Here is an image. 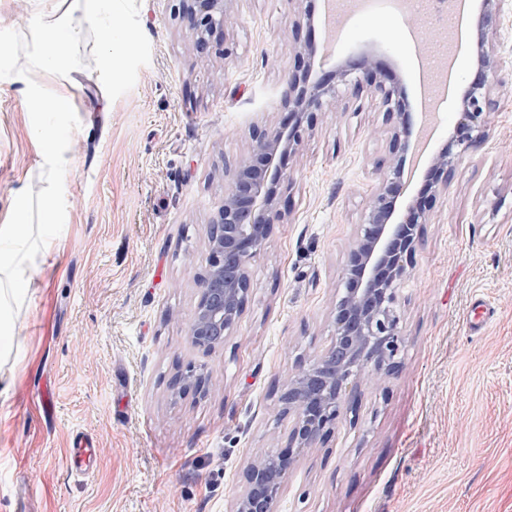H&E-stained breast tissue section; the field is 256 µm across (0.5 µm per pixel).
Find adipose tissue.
<instances>
[{"label": "adipose tissue", "mask_w": 512, "mask_h": 512, "mask_svg": "<svg viewBox=\"0 0 512 512\" xmlns=\"http://www.w3.org/2000/svg\"><path fill=\"white\" fill-rule=\"evenodd\" d=\"M125 5L126 0H34V8L44 16L45 24L40 31L43 49L33 63L58 76L59 87L47 112L42 109L41 89L25 75L17 76L16 92L30 106V138L41 167L52 178H59L69 165L65 146L72 131V115L77 110L71 77L72 51L87 28H98L102 71L104 75H112L121 42L113 27L101 25L100 9L109 7L116 16L124 13ZM30 206L25 186H18L12 195L8 216L0 220L1 359L11 356L16 349L15 316L24 305L27 290L39 269L29 237L17 222Z\"/></svg>", "instance_id": "adipose-tissue-1"}]
</instances>
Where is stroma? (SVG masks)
I'll return each mask as SVG.
<instances>
[{
    "mask_svg": "<svg viewBox=\"0 0 512 512\" xmlns=\"http://www.w3.org/2000/svg\"><path fill=\"white\" fill-rule=\"evenodd\" d=\"M228 7L224 60L196 62L170 0H129L111 78L97 29L76 50L60 231L0 366L15 379L0 392V512H232L248 461L286 444L275 392L334 334L349 249L388 154L383 113L344 93L304 116L284 221L249 264L241 317L209 354L188 338L207 222L254 128L280 116L297 39L330 44L328 71L373 50L415 106L421 77L444 64L427 54L448 31H422L395 0H344L334 29L323 0ZM304 12L313 26L294 29ZM41 24L31 0H0V45L31 56ZM494 42L497 107L434 202L400 286V366L361 384L355 421L299 458L277 512H512V15ZM13 75L0 60V218L25 185L34 208L20 222L39 244L50 180ZM483 303L490 312L471 329ZM200 364L213 371L207 396H174L176 371ZM77 436L97 448L87 479L68 466Z\"/></svg>",
    "mask_w": 512,
    "mask_h": 512,
    "instance_id": "stroma-1",
    "label": "stroma"
}]
</instances>
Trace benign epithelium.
Instances as JSON below:
<instances>
[{
	"label": "benign epithelium",
	"mask_w": 512,
	"mask_h": 512,
	"mask_svg": "<svg viewBox=\"0 0 512 512\" xmlns=\"http://www.w3.org/2000/svg\"><path fill=\"white\" fill-rule=\"evenodd\" d=\"M230 0H174L173 15L193 37L196 60L224 59L225 45L214 41L230 23ZM507 0H480L476 24V68L459 97L453 134L429 159L425 195L405 197L408 157L419 152L416 128L405 89L388 82L373 57L317 74L320 48L313 41L297 47L298 65L286 69L288 95L280 119L253 132L249 153L239 161L224 192V202L207 224V270L188 327L191 344L211 353L224 346L250 292L248 264L261 253L284 215L275 203L290 181L285 159L296 153L298 128L308 112L336 103L341 90L355 97L368 92L390 127V150L380 165L381 178L356 232L343 274V289L333 310L335 333L329 348L299 359L282 382L278 404L291 420L285 449L252 458L244 489L232 512H276L288 473L336 425L356 413L350 405L360 383L398 366L399 318L396 305L412 257L431 223L432 197L447 194L469 149L485 135L487 116L497 106L492 83L501 68L489 41ZM212 382L205 365L192 366L172 379L174 394L204 397Z\"/></svg>",
	"instance_id": "obj_1"
}]
</instances>
